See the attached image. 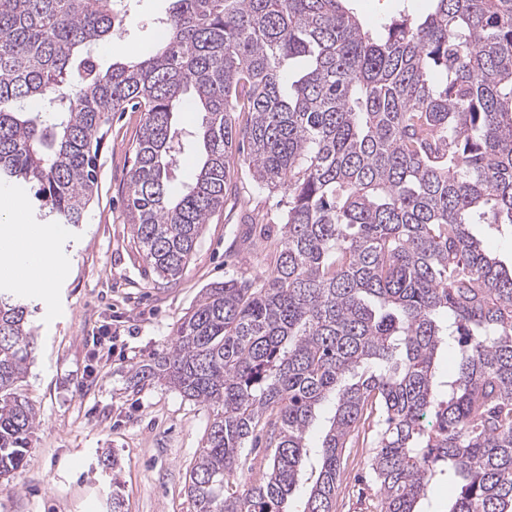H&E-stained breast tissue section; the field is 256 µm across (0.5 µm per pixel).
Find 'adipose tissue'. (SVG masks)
Segmentation results:
<instances>
[{"instance_id": "obj_1", "label": "adipose tissue", "mask_w": 512, "mask_h": 512, "mask_svg": "<svg viewBox=\"0 0 512 512\" xmlns=\"http://www.w3.org/2000/svg\"><path fill=\"white\" fill-rule=\"evenodd\" d=\"M3 213L8 220L0 224V270H25L23 287L49 294L60 270L52 243L66 235V225L35 228L26 224L23 201L6 189H0Z\"/></svg>"}]
</instances>
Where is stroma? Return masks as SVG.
<instances>
[{"instance_id":"1","label":"stroma","mask_w":512,"mask_h":512,"mask_svg":"<svg viewBox=\"0 0 512 512\" xmlns=\"http://www.w3.org/2000/svg\"><path fill=\"white\" fill-rule=\"evenodd\" d=\"M170 5L128 0L121 41L130 57L152 53L157 22ZM349 6L372 29L402 10L416 16L430 10L429 0H350ZM142 121L139 112L112 113L98 154V199L86 223L53 245L65 268L51 296H23L37 350L22 389L39 424L28 466L0 480V512H112L116 489L124 512H193L186 483L212 411L163 384L135 382L134 374L169 346L203 288L270 273L280 226L266 225L269 244L254 245L245 209L275 218L283 197L266 190L247 202L228 195L183 274L170 282L156 277L133 243L123 206ZM102 336L107 345H99ZM370 456L359 442L346 449L335 512H371L377 487ZM110 459L115 468L107 467Z\"/></svg>"}]
</instances>
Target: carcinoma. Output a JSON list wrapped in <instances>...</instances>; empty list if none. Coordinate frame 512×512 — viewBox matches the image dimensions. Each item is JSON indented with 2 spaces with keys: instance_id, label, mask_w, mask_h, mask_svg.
I'll list each match as a JSON object with an SVG mask.
<instances>
[{
  "instance_id": "1",
  "label": "carcinoma",
  "mask_w": 512,
  "mask_h": 512,
  "mask_svg": "<svg viewBox=\"0 0 512 512\" xmlns=\"http://www.w3.org/2000/svg\"><path fill=\"white\" fill-rule=\"evenodd\" d=\"M347 4L173 0L155 52L101 71L91 48L128 16L116 0H0V180L83 224L110 114L143 113L126 216L168 281L223 209L232 157L287 196L275 268L203 289L137 370L213 410L194 512H333L370 418L379 512H421L444 479L460 485L447 512H512V267L471 231L512 227V0H432L377 31ZM188 101L201 123L179 128ZM187 140L200 170L174 194ZM30 316L0 291V479L36 427Z\"/></svg>"
}]
</instances>
